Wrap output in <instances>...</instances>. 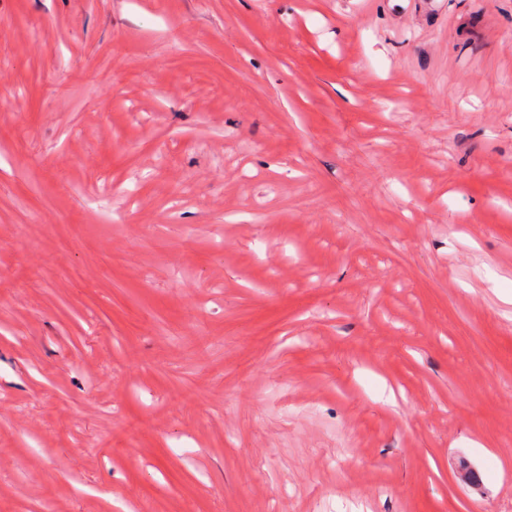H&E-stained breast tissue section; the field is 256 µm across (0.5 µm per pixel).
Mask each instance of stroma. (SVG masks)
Segmentation results:
<instances>
[{"instance_id":"obj_1","label":"stroma","mask_w":512,"mask_h":512,"mask_svg":"<svg viewBox=\"0 0 512 512\" xmlns=\"http://www.w3.org/2000/svg\"><path fill=\"white\" fill-rule=\"evenodd\" d=\"M0 34V512H512V0Z\"/></svg>"}]
</instances>
